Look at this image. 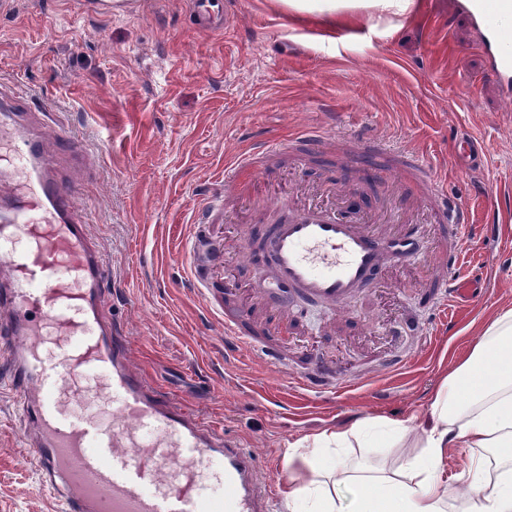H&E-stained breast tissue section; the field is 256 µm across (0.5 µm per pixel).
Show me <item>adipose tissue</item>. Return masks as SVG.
Wrapping results in <instances>:
<instances>
[{
	"instance_id": "obj_1",
	"label": "adipose tissue",
	"mask_w": 512,
	"mask_h": 512,
	"mask_svg": "<svg viewBox=\"0 0 512 512\" xmlns=\"http://www.w3.org/2000/svg\"><path fill=\"white\" fill-rule=\"evenodd\" d=\"M295 16L325 18L400 17L416 0H279ZM431 418L418 433L395 426L398 439L414 438L421 455L397 469L355 466L337 458L327 472L314 456L291 445L285 452L290 486L283 491L288 512L305 503L307 512H512V309L497 314L466 359L449 375L430 403ZM495 449L470 467L471 478L454 488L444 479V452L455 444ZM364 489L352 508L338 492Z\"/></svg>"
}]
</instances>
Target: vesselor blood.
<instances>
[{
	"label": "vessel or blood",
	"mask_w": 512,
	"mask_h": 512,
	"mask_svg": "<svg viewBox=\"0 0 512 512\" xmlns=\"http://www.w3.org/2000/svg\"><path fill=\"white\" fill-rule=\"evenodd\" d=\"M192 5L198 30L227 25L224 0H192ZM490 74L502 89L512 88V51L494 55ZM35 109L15 84L0 80V125L13 132L8 163L0 168V242L23 235L33 242L20 253L0 249V263L11 272L10 286L0 289V375L22 410L43 484L58 493L64 512H269L257 456L162 396L134 369L128 340L118 336L107 316L105 264L74 184L45 150L43 134H32L23 122ZM333 139L324 126H306L287 139L258 140L226 161L223 185L198 195L193 252L204 250L208 224L224 214L226 199L264 160L286 152L302 165L307 151ZM396 173L419 190L433 212L438 252L421 301L432 313H447L488 288L486 273L465 277L460 270L476 235H488L490 227L472 224L468 209L449 197L414 153L399 156ZM278 208V218L260 229L259 245L248 257L267 306L285 317L283 332L297 331L287 318L295 303L343 311L347 300L387 272L425 258L414 225L381 233L336 206L282 202ZM44 320L66 338L61 364L49 365L39 352ZM224 333L261 359L289 367L276 355L269 331L257 328L247 311L225 313ZM87 369L105 371L110 390L122 399L121 415L112 424L61 418L62 384L79 380ZM293 376L318 392L343 383L319 363L294 370ZM213 459L223 466L220 503L202 486V465Z\"/></svg>",
	"instance_id": "1"
}]
</instances>
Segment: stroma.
Returning <instances> with one entry per match:
<instances>
[{"mask_svg": "<svg viewBox=\"0 0 512 512\" xmlns=\"http://www.w3.org/2000/svg\"><path fill=\"white\" fill-rule=\"evenodd\" d=\"M190 0H137L134 11L85 12L82 0H14L0 12V80L39 99L28 123L69 132L86 154L76 189L105 257L109 318L128 336L134 365L166 397L199 413L240 447L255 451L273 491L288 480L284 450L324 432L384 418L420 428L443 377L467 354L496 312L512 308V100L488 77V32L461 0H416L403 17H361L330 26L295 18L276 0H230L229 23L197 31ZM336 126L418 152L468 206L494 224L476 262L493 267L492 288L449 313L423 316L412 344L388 327L413 312L428 274L388 277L344 315L301 306L289 357L320 356L359 379L334 393L299 386L286 372L239 350L188 280L196 196L218 185L224 162L257 135ZM468 140L481 164L455 155ZM274 181L256 177L243 195L270 199L272 183L303 200L335 181L360 208L429 209L415 189L374 167L317 159L292 175L269 160ZM264 209L210 227L216 284L252 289L243 245ZM407 349L404 367L385 359ZM0 512H62L26 446L22 414L0 388Z\"/></svg>", "mask_w": 512, "mask_h": 512, "instance_id": "35a3bbf8", "label": "stroma"}]
</instances>
